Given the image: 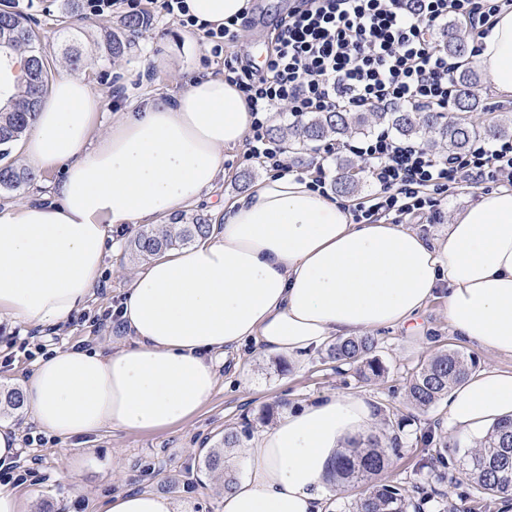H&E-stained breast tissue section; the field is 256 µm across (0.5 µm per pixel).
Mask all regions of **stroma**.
<instances>
[{
    "mask_svg": "<svg viewBox=\"0 0 512 512\" xmlns=\"http://www.w3.org/2000/svg\"><path fill=\"white\" fill-rule=\"evenodd\" d=\"M249 22L242 29L239 48L249 50L255 61H262L273 23L285 12V0H251ZM19 10L38 24L45 51L53 63V75L70 70L62 57L58 30L77 26L93 39L115 29L119 14L91 16L85 10L65 12L60 0H16ZM147 23L133 35V45L123 56L99 60L84 69L92 89L101 95L104 127L132 101L144 97H169L185 89L199 77L220 75L223 64L211 61L202 36L194 34L171 17L147 5ZM479 102L473 119L479 124L512 121V96L497 92L487 78L473 85ZM243 146L225 148V172L202 198L182 208L185 216L214 215L217 204L244 196L246 187L256 186L267 172L257 163L245 160ZM494 184L466 185L449 190L441 204V219L431 224L413 220L412 229L434 237L443 233L458 211L493 192ZM115 251L104 259V276L94 299L55 329L49 348L93 347L111 353L127 340L125 329L103 321L105 312L114 311L138 268L129 262L124 246L129 231H113ZM422 335L414 337L399 329L375 332L376 356L385 373L370 380L359 379L350 365H336L325 351L294 363L284 358H265L252 347L241 348L220 364L219 381L210 401L200 413L182 424L152 434L105 430L96 435L67 440L48 436L45 444L20 448V466L30 474L18 483V490L30 500V512H102L112 492L126 489L149 490L176 505L177 512H223L224 485L221 480L197 473L203 449L218 443L225 427L251 423L254 433L266 430L259 416L265 406L278 402L299 407L332 393H352L366 397L378 416L377 434L398 429L401 446L390 454V463L380 475L383 484L412 491L423 488L431 495L423 512H474L481 494L469 478L463 463L465 444L452 438L442 425L444 403L418 411L405 399L404 384L410 373L436 353L456 349L472 359L476 369L512 368V360L485 352L466 342L448 328L442 300H432L422 318ZM26 326H16L11 337L0 335V391L21 388L34 371L19 350ZM12 357L4 365V357Z\"/></svg>",
    "mask_w": 512,
    "mask_h": 512,
    "instance_id": "stroma-1",
    "label": "stroma"
}]
</instances>
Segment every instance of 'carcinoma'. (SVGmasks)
I'll return each mask as SVG.
<instances>
[{"mask_svg": "<svg viewBox=\"0 0 512 512\" xmlns=\"http://www.w3.org/2000/svg\"><path fill=\"white\" fill-rule=\"evenodd\" d=\"M66 43V59L72 64L85 61L82 50V32L65 27L60 31ZM442 46L448 56L461 58L468 53L466 40L456 26L448 24L442 33ZM0 57L7 63L20 59L22 75L15 92L0 106V192L9 194L34 179L29 170L8 161L14 145L25 135L49 87L51 70L43 54L40 37L31 25V18L20 10L0 9ZM477 81L471 68H462L455 76L456 116L444 112H320L307 122L288 132L298 143L322 142L346 135L368 133L369 119L384 125L397 134L423 139L449 150H463L475 138L494 140L508 133L506 124L481 126L471 121V113L478 109L470 88ZM212 219L198 214L191 222L180 224H146L128 243V253L135 262L157 257L168 250L191 245L199 236L211 231ZM376 340L360 336L338 340L329 345L327 357L336 362L353 365L363 378L379 377L385 368L372 356ZM474 363L459 350L435 355L429 362L415 368L406 378L405 392L410 404L425 410L448 396L453 385L465 381ZM251 426L224 430V436L205 455L203 465L207 472L223 480L224 488L234 483L230 470V453L250 436ZM469 477L483 493L494 495L512 491V419L494 425L479 446L465 452ZM388 455L372 436L366 448H352L340 456L335 473L343 483L367 481L369 485L362 497L355 501L349 512H421L408 491L400 486L377 482V476L386 468Z\"/></svg>", "mask_w": 512, "mask_h": 512, "instance_id": "cac0c4a2", "label": "carcinoma"}]
</instances>
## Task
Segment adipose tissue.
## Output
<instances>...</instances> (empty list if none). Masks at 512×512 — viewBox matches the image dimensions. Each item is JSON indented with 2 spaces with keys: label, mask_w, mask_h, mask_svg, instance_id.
<instances>
[{
  "label": "adipose tissue",
  "mask_w": 512,
  "mask_h": 512,
  "mask_svg": "<svg viewBox=\"0 0 512 512\" xmlns=\"http://www.w3.org/2000/svg\"><path fill=\"white\" fill-rule=\"evenodd\" d=\"M194 28L241 20L250 0H185ZM512 93V10L474 57ZM103 101L62 73L22 144L27 164L65 176L48 202L0 208V325L56 327L93 295L112 228L157 221L210 190L224 150L252 117L221 76L169 98L132 102L97 135ZM448 327L512 358V188L467 205L442 236L401 224H356L343 205L293 175H272L225 203L211 234L151 260L120 319L129 340L110 355L56 349L23 386L37 424L55 436L112 428L149 434L195 417L218 384L217 362L244 344L265 357L305 358L339 339L410 329L432 299ZM512 416V370L484 369L449 389L445 424L476 443ZM370 401L330 394L288 411L236 448L246 476L224 512H327L334 464L371 435ZM106 512H175L153 492L113 493Z\"/></svg>",
  "instance_id": "obj_1"
}]
</instances>
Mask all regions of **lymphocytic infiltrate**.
I'll use <instances>...</instances> for the list:
<instances>
[{
    "label": "lymphocytic infiltrate",
    "mask_w": 512,
    "mask_h": 512,
    "mask_svg": "<svg viewBox=\"0 0 512 512\" xmlns=\"http://www.w3.org/2000/svg\"><path fill=\"white\" fill-rule=\"evenodd\" d=\"M512 0H293L274 30L262 67L233 53L240 33L224 26L206 33L209 54L243 94L253 117L243 157L273 173L309 179L326 191L338 154L362 159L375 187L350 214L357 224H405L440 218V197L462 181L512 185V139L474 142L464 153L440 156L427 146L380 131L363 139L326 143L319 159L299 167L282 140L270 135L272 112L294 121L315 112L391 108L439 112L451 107L455 67L435 36L449 19L464 21L474 40Z\"/></svg>",
    "instance_id": "1"
}]
</instances>
